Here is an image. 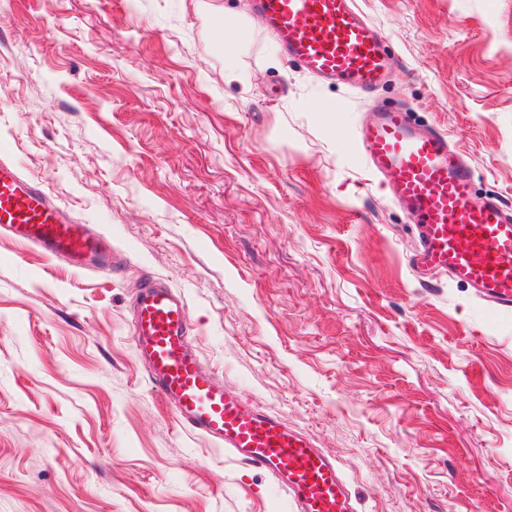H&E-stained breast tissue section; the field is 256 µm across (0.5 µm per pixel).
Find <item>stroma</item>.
Wrapping results in <instances>:
<instances>
[{
  "label": "stroma",
  "mask_w": 512,
  "mask_h": 512,
  "mask_svg": "<svg viewBox=\"0 0 512 512\" xmlns=\"http://www.w3.org/2000/svg\"><path fill=\"white\" fill-rule=\"evenodd\" d=\"M390 81L364 94L253 18L242 81L195 0H0V155L117 254L73 271L0 234V512H293L181 426L130 303L188 304L227 389L340 464L358 512H512V310L427 288L359 138L410 106L512 207V0H357Z\"/></svg>",
  "instance_id": "obj_1"
}]
</instances>
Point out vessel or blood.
Masks as SVG:
<instances>
[{
  "mask_svg": "<svg viewBox=\"0 0 512 512\" xmlns=\"http://www.w3.org/2000/svg\"><path fill=\"white\" fill-rule=\"evenodd\" d=\"M267 31L287 57L323 80L363 92L388 75L382 37L355 0H256ZM375 171L394 174L395 203L415 225L421 272L463 283L501 311L512 310V210L497 198H477L470 166L446 134L416 128L413 110L378 112L361 129ZM0 230L52 260L80 264L100 238L68 218L38 182L0 157ZM135 345L150 382L177 421L217 449L273 476L295 512H357L356 500L333 457L281 416L226 390L187 347L185 300L154 279L134 303Z\"/></svg>",
  "mask_w": 512,
  "mask_h": 512,
  "instance_id": "1",
  "label": "vessel or blood"
}]
</instances>
